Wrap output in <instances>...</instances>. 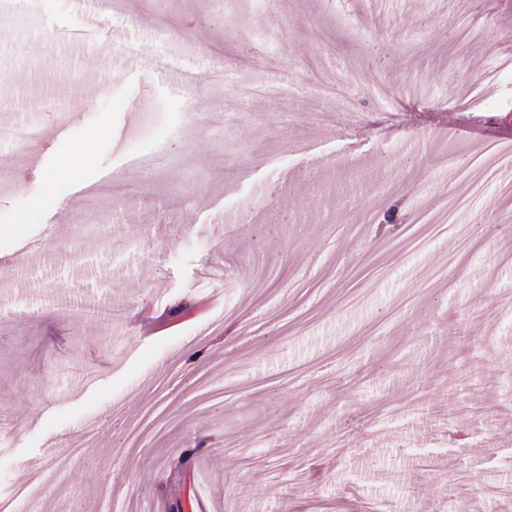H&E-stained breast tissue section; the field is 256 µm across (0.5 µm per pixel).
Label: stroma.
<instances>
[{"label":"stroma","mask_w":512,"mask_h":512,"mask_svg":"<svg viewBox=\"0 0 512 512\" xmlns=\"http://www.w3.org/2000/svg\"><path fill=\"white\" fill-rule=\"evenodd\" d=\"M94 7L122 44L74 39L78 0H0V129L51 130L41 103L73 101L37 161L0 175V500L20 508L74 443L41 512H437L442 487L446 512H512V240L487 220L512 198L472 190L474 166L449 182V156L478 150L441 135L502 126L512 13ZM174 32L190 88L154 69ZM451 189L447 232L415 227ZM145 308L173 327L143 334Z\"/></svg>","instance_id":"obj_1"}]
</instances>
